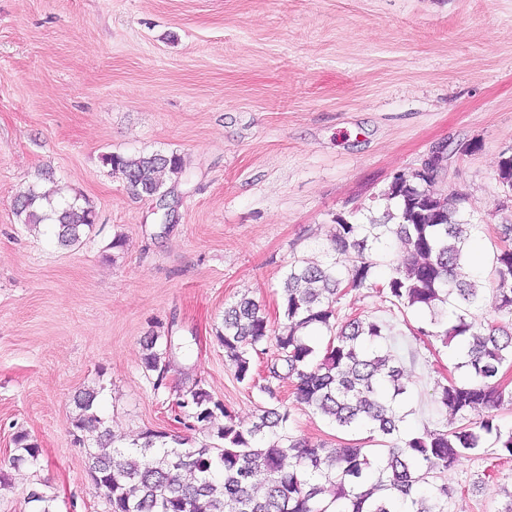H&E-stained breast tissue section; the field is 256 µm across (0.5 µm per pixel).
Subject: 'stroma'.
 I'll return each instance as SVG.
<instances>
[{"label": "stroma", "instance_id": "stroma-1", "mask_svg": "<svg viewBox=\"0 0 512 512\" xmlns=\"http://www.w3.org/2000/svg\"><path fill=\"white\" fill-rule=\"evenodd\" d=\"M442 141L479 144L447 185L491 262L494 225L512 224L496 179L512 147V0H0V512H31L35 488L55 512H108L71 433L89 387L126 445L149 429L209 442L171 411L199 380L241 425L275 397L290 436L335 447L291 380L270 396L238 383L215 329L243 296L276 311L289 264L324 260L336 216L381 218L394 175ZM159 150L186 163L169 224L103 162ZM32 186L94 208L81 245L21 223ZM338 308L387 324L403 431L450 424L434 388L452 353L416 335L421 316L368 291ZM152 334L189 344L160 379L142 364ZM21 430L41 455L14 468ZM447 478L448 512H502L512 458L488 440Z\"/></svg>", "mask_w": 512, "mask_h": 512}]
</instances>
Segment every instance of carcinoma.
I'll return each mask as SVG.
<instances>
[{
	"label": "carcinoma",
	"mask_w": 512,
	"mask_h": 512,
	"mask_svg": "<svg viewBox=\"0 0 512 512\" xmlns=\"http://www.w3.org/2000/svg\"><path fill=\"white\" fill-rule=\"evenodd\" d=\"M104 163L136 197L162 192L166 179L186 171L174 152L110 153ZM496 176L512 193V151L500 153ZM383 196L396 203V212L368 224L338 215L327 260L290 264L279 328H272L265 307L244 296L224 308L216 331L237 381L250 387L256 386L252 354L274 341L270 377L295 380L296 403L325 416L337 431H366L388 444L379 462L356 442L328 448L289 436L290 411L283 405L263 408L258 422L244 427L199 380L178 394L175 407L207 425L214 444L194 447L180 435L150 430L141 434L142 442L119 447L98 414L100 390L87 388L74 398L72 435L110 512H447L454 493L447 474L460 459L483 448L488 436L501 455L512 457V427L496 422V411L512 405L503 373L512 365V320L475 314L490 291L498 311L512 317V224L497 229L490 277L479 281L467 272V244L476 225L461 216L463 194L403 173ZM44 200L49 195L29 189L17 215L28 225L50 222L63 247L81 244L95 224L92 207L74 200L44 212ZM394 239L405 251L379 276L377 251ZM364 289L400 311L425 315L416 334L452 349L448 377L434 395L457 416L455 425L401 437L407 384L402 359L377 348L386 323L355 314L338 324V300ZM172 348L169 336L147 337L145 370L162 371ZM458 370L464 378L456 377ZM13 442V466L37 463L40 448L28 433L17 432ZM28 500L35 512H53V497L37 489Z\"/></svg>",
	"instance_id": "cac0c4a2"
}]
</instances>
